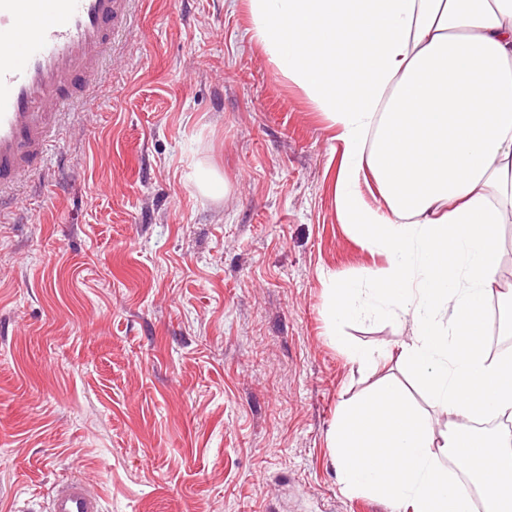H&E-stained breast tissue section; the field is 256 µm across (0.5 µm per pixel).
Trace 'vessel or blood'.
Wrapping results in <instances>:
<instances>
[{"mask_svg": "<svg viewBox=\"0 0 512 512\" xmlns=\"http://www.w3.org/2000/svg\"><path fill=\"white\" fill-rule=\"evenodd\" d=\"M137 0H0V203L33 175L66 112L91 89ZM46 512H101L72 478Z\"/></svg>", "mask_w": 512, "mask_h": 512, "instance_id": "obj_1", "label": "vessel or blood"}]
</instances>
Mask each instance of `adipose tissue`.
<instances>
[{
    "label": "adipose tissue",
    "mask_w": 512,
    "mask_h": 512,
    "mask_svg": "<svg viewBox=\"0 0 512 512\" xmlns=\"http://www.w3.org/2000/svg\"><path fill=\"white\" fill-rule=\"evenodd\" d=\"M251 41L305 92L343 145L338 205L388 257L365 288L329 278L328 334L370 314L410 320L397 353L348 346L360 370L397 356L448 414L446 458L404 388L381 379L343 403L328 439L346 490L402 512H512V355L490 357L498 226L512 204V0H248ZM370 174L384 202L357 186ZM451 466H444V459ZM476 492H468L463 478Z\"/></svg>",
    "instance_id": "adipose-tissue-1"
}]
</instances>
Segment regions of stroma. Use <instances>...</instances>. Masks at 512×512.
<instances>
[{
	"label": "stroma",
	"mask_w": 512,
	"mask_h": 512,
	"mask_svg": "<svg viewBox=\"0 0 512 512\" xmlns=\"http://www.w3.org/2000/svg\"><path fill=\"white\" fill-rule=\"evenodd\" d=\"M249 27L246 0H144L0 218V512L71 477L102 512H395L345 491L328 440L384 376L447 434L404 369L359 371L327 334V276L387 257L341 222L336 131Z\"/></svg>",
	"instance_id": "stroma-1"
}]
</instances>
